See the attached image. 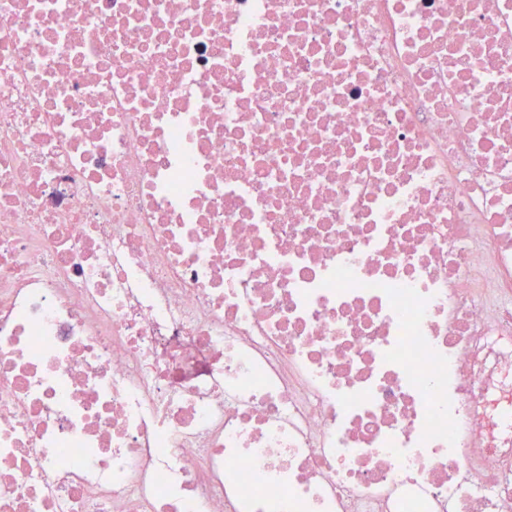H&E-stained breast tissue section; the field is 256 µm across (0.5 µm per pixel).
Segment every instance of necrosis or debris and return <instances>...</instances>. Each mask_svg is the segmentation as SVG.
Masks as SVG:
<instances>
[{
	"label": "necrosis or debris",
	"mask_w": 512,
	"mask_h": 512,
	"mask_svg": "<svg viewBox=\"0 0 512 512\" xmlns=\"http://www.w3.org/2000/svg\"><path fill=\"white\" fill-rule=\"evenodd\" d=\"M512 0H0V512H512Z\"/></svg>",
	"instance_id": "obj_1"
}]
</instances>
